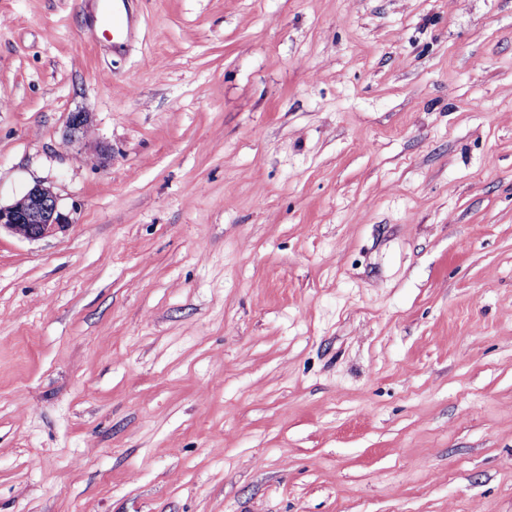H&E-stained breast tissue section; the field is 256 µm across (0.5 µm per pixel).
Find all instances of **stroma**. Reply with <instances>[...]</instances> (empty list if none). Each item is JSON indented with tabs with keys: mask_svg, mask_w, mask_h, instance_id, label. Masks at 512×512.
I'll return each mask as SVG.
<instances>
[{
	"mask_svg": "<svg viewBox=\"0 0 512 512\" xmlns=\"http://www.w3.org/2000/svg\"><path fill=\"white\" fill-rule=\"evenodd\" d=\"M130 7L0 0V512H512V0ZM128 0L112 1V44L121 45L129 40L133 33L134 19L128 10ZM70 223L53 189L42 183H35L9 205L0 204V232L4 229L28 240L64 232Z\"/></svg>",
	"mask_w": 512,
	"mask_h": 512,
	"instance_id": "stroma-1",
	"label": "stroma"
}]
</instances>
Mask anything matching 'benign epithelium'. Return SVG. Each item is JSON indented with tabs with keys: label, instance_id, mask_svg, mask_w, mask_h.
I'll return each mask as SVG.
<instances>
[{
	"label": "benign epithelium",
	"instance_id": "7a95c632",
	"mask_svg": "<svg viewBox=\"0 0 512 512\" xmlns=\"http://www.w3.org/2000/svg\"><path fill=\"white\" fill-rule=\"evenodd\" d=\"M90 125L91 113H70L68 142H81ZM69 224L70 218L59 209L57 195L42 183L34 184L11 204L0 205V230L28 240L54 236L65 231Z\"/></svg>",
	"mask_w": 512,
	"mask_h": 512
}]
</instances>
